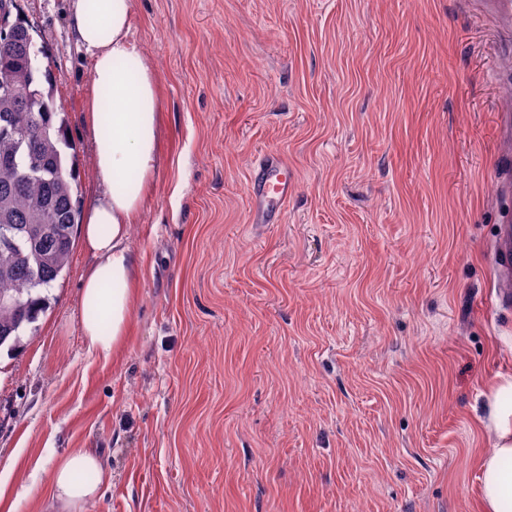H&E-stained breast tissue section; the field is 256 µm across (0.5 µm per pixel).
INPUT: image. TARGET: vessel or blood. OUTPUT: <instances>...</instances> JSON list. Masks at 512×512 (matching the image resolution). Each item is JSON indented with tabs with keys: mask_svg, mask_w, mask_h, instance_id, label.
<instances>
[{
	"mask_svg": "<svg viewBox=\"0 0 512 512\" xmlns=\"http://www.w3.org/2000/svg\"><path fill=\"white\" fill-rule=\"evenodd\" d=\"M503 136L507 146L501 153L504 166L498 171L501 193L512 196V115L508 116ZM296 188L292 167L279 153L266 151L252 160L247 180L249 221L253 224L280 223L285 207ZM494 283L500 305L512 304V209L498 221L492 247Z\"/></svg>",
	"mask_w": 512,
	"mask_h": 512,
	"instance_id": "b4317fda",
	"label": "vessel or blood"
}]
</instances>
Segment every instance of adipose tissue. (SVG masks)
Here are the masks:
<instances>
[{"mask_svg": "<svg viewBox=\"0 0 512 512\" xmlns=\"http://www.w3.org/2000/svg\"><path fill=\"white\" fill-rule=\"evenodd\" d=\"M70 34L93 63L86 124L93 141L96 191L81 215V239L92 258L82 282L88 314L81 331L88 348L106 360L132 333L145 258L130 245V228L153 187L158 159L160 106L155 72L132 33L130 0H69ZM135 179L116 189L118 176ZM98 317H90V310ZM479 423L493 438L478 462L479 512H512V375L490 385ZM93 471L96 482L76 475ZM110 480L91 451L77 450L55 462L47 486L49 512H78Z\"/></svg>", "mask_w": 512, "mask_h": 512, "instance_id": "adipose-tissue-1", "label": "adipose tissue"}]
</instances>
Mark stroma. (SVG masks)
Here are the masks:
<instances>
[{"mask_svg": "<svg viewBox=\"0 0 512 512\" xmlns=\"http://www.w3.org/2000/svg\"><path fill=\"white\" fill-rule=\"evenodd\" d=\"M67 0H16L94 191L93 64ZM160 95L133 336L96 359L75 243L36 331L0 349V512H46L56 459L111 472L82 512H475L478 422L512 374L494 302L512 26L479 0H131ZM297 190L249 221L248 167ZM295 188L296 177L288 160L278 152L261 153L252 160L248 173L250 223H280Z\"/></svg>", "mask_w": 512, "mask_h": 512, "instance_id": "1", "label": "stroma"}]
</instances>
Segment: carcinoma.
I'll list each match as a JSON object with an SVG mask.
<instances>
[{"mask_svg": "<svg viewBox=\"0 0 512 512\" xmlns=\"http://www.w3.org/2000/svg\"><path fill=\"white\" fill-rule=\"evenodd\" d=\"M42 55L0 31V118L19 125L0 133V296L12 298L0 305V347L11 349L68 269L77 226L76 187L66 169V151L76 147L53 124L52 90L38 79Z\"/></svg>", "mask_w": 512, "mask_h": 512, "instance_id": "1", "label": "carcinoma"}]
</instances>
